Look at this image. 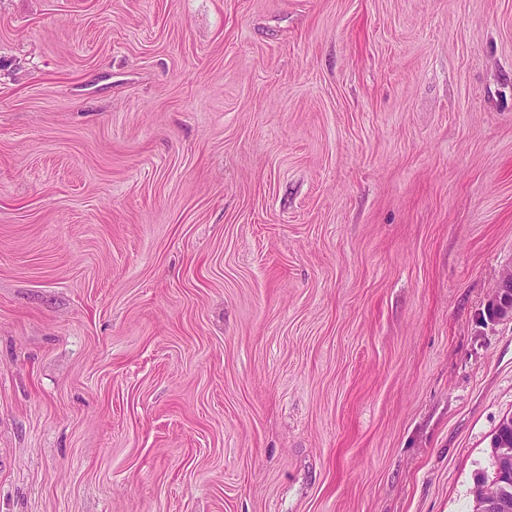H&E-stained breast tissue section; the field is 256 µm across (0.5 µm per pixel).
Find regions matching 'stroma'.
Returning a JSON list of instances; mask_svg holds the SVG:
<instances>
[{
    "mask_svg": "<svg viewBox=\"0 0 512 512\" xmlns=\"http://www.w3.org/2000/svg\"><path fill=\"white\" fill-rule=\"evenodd\" d=\"M510 267L512 0H0V512H476ZM506 271L496 287L488 305L493 318L512 319V269Z\"/></svg>",
    "mask_w": 512,
    "mask_h": 512,
    "instance_id": "1",
    "label": "stroma"
}]
</instances>
